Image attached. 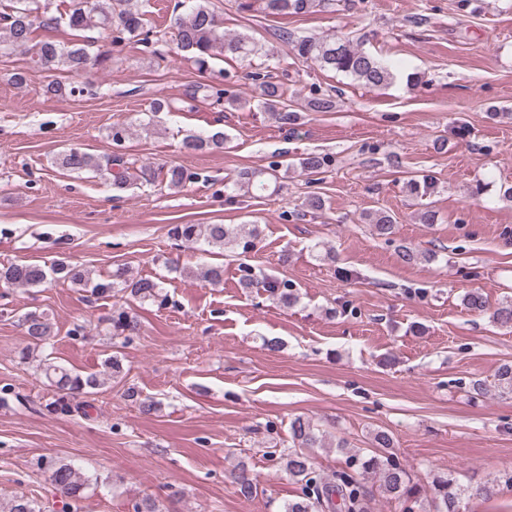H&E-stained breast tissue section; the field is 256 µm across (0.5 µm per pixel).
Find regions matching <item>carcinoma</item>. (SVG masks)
<instances>
[{"instance_id": "carcinoma-1", "label": "carcinoma", "mask_w": 512, "mask_h": 512, "mask_svg": "<svg viewBox=\"0 0 512 512\" xmlns=\"http://www.w3.org/2000/svg\"><path fill=\"white\" fill-rule=\"evenodd\" d=\"M13 5L0 13L4 22L6 36L0 37V53L16 50H34L36 63L42 68L61 71L78 76L87 68L112 66V49L93 56L88 46L76 42L61 44L54 40H44L32 46V34L35 29L63 24L74 32L93 27L104 26L111 30L110 44L118 47L134 41L149 49L152 54L160 52L159 43L163 37L149 27V21L138 6V0H69L65 13L56 16L49 13V0H11ZM267 15H293L310 12L321 5L323 0H238V8L249 11L254 3ZM184 13L175 21V39L177 49L190 55L195 66L203 71L210 69L215 59L252 58L262 52V47L252 38L245 36H227L224 26L209 0H183ZM279 40L285 49L296 57L311 61L322 69L344 74L369 87L385 85L401 73L402 67L391 61L381 60L374 55L355 47L344 35L330 37L297 36L284 31ZM257 88L259 102L265 111L283 127L297 124L298 113L288 109L284 90L270 74L259 72L252 75ZM203 99L218 111H224V105L234 106L237 99L224 97V89L207 87ZM311 112H330L336 109V100L329 95L312 97L307 101ZM224 134L211 135L188 134L181 142V149L198 153L216 151L224 148ZM59 165L71 172L92 171L107 173L112 178V187L124 190L132 184H165L169 189H178L193 178L185 168L178 165L154 167L149 163L138 162L122 153L108 155L99 159L95 155L76 148L64 150L58 157ZM328 157L310 152L299 158L300 168L309 174H319L328 166ZM235 189H255L258 192L277 194L281 191L276 172L263 170H245L233 183ZM407 193L422 198L435 189L432 176L424 175L411 178L405 185ZM369 221L377 235L390 237L395 234L396 225L391 216L382 213L369 215ZM260 237L256 224H173L169 228V238L177 246L204 244L212 250L236 249L247 252L254 249ZM192 280L217 286L224 280V266L204 264L186 272ZM69 281L73 284L90 283L85 271L58 259L46 268L37 264L11 263L0 266V283L12 288H38L54 281ZM92 284V283H90ZM262 287L270 295L285 305L293 306L297 294L286 280L262 281ZM124 293L127 298L143 302L164 304L167 295L163 288L148 278H132L128 269L119 265L106 279L92 284L91 294L102 298ZM462 304L471 313L482 315L490 313L492 322L499 327L512 329V297H504L495 308H490L487 298L473 289L464 294ZM109 334L113 345L127 344L139 330V324L129 308L113 305L112 314L107 318ZM25 334L29 340L22 352L25 357L34 350L44 347L55 336L54 326L43 313L30 312L24 316ZM44 377L56 389L57 398L45 405L50 414L66 415L72 410H81V406H72L70 399L79 395H89L105 383L98 373L80 374L60 364L44 360L39 365ZM495 395L500 398H512V362H504L495 370L493 377ZM290 438L296 451L284 456L273 450L269 456L283 464L288 476L301 484V496L290 500L282 507V512H367L369 491L363 484L369 478L377 486L381 496L387 500L401 502L414 512L415 506L421 512H461L463 496L471 488L458 484L445 475H436L428 486L415 482L410 469L399 457L389 451L393 445L391 435L379 430L373 436L374 448L370 454L359 450L347 456L346 466L330 478L317 474L309 448L324 447V436L307 419L296 417L290 423ZM51 482L55 488L71 500L81 498L89 485V477L67 463H60L50 469ZM233 482L238 493L249 498L255 493L256 478L243 464L234 469ZM512 485V472L496 475L476 487L485 497L496 494L500 485Z\"/></svg>"}]
</instances>
